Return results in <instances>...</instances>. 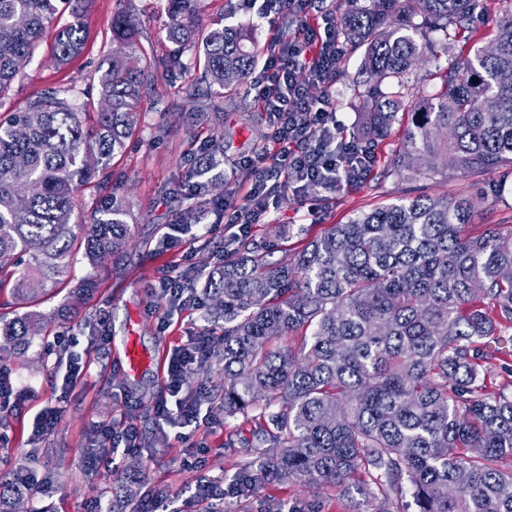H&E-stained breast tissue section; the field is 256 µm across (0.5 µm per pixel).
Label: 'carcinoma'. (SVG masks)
I'll return each instance as SVG.
<instances>
[{
	"mask_svg": "<svg viewBox=\"0 0 512 512\" xmlns=\"http://www.w3.org/2000/svg\"><path fill=\"white\" fill-rule=\"evenodd\" d=\"M166 36L204 58L197 91L245 93L259 50L232 26L202 33L200 0H165ZM479 0H339L347 54L367 75L358 91L362 140L376 147L404 125L403 149L383 173L429 178L512 165V11L495 51L435 63L448 40L469 41ZM55 0H0V99L32 60ZM134 14L112 17L92 123L47 88L0 113V291L25 312L0 319V362L24 358L43 330L47 287L63 288L74 256L121 255L131 229L123 199L103 196L74 230V189L109 178L138 131L137 107L159 77L136 40ZM85 42L79 20L60 26L64 64ZM435 64V91L411 95ZM209 184L180 212L199 220ZM483 198L417 196L362 210L307 243L290 262L245 237L200 288L206 320L223 321L209 355L221 371L209 403L250 425L232 499L282 483L355 491V512H512V224L471 223ZM97 290L87 277L55 316L76 318ZM283 336L293 344L278 345ZM22 477L0 479V512H20Z\"/></svg>",
	"mask_w": 512,
	"mask_h": 512,
	"instance_id": "obj_1",
	"label": "carcinoma"
}]
</instances>
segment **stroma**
Returning a JSON list of instances; mask_svg holds the SVG:
<instances>
[{"mask_svg": "<svg viewBox=\"0 0 512 512\" xmlns=\"http://www.w3.org/2000/svg\"><path fill=\"white\" fill-rule=\"evenodd\" d=\"M122 7L139 20L140 44L163 68L142 98L139 132L118 158L119 177L110 183L127 201L133 239L119 262L109 260L94 267L83 255L74 258L72 281L94 276L98 291L85 315L56 323L51 334L65 336L69 355L89 362L90 371L83 379L62 387L64 368L56 366L54 356L40 351L8 363L17 379V406L0 414V475L8 459L32 468L46 486L25 500L20 512H91L97 504H110L113 488L132 478L145 490L165 487L169 512H199L196 492L201 479L229 483L249 436L241 420L225 419L220 411L196 430L156 421L154 405L163 393L168 356L201 335L204 326L203 309L185 302L171 310L156 291L163 276H202L223 261L228 232L209 233L196 224L184 230L176 246L166 247L160 240L180 213L185 176L201 144L223 135L224 152L218 157L217 170L230 173L241 156H257L268 148L266 112L253 97L227 96L220 102L218 119L208 125L193 127L183 121V113L194 106L188 94L199 71L193 63L169 68L174 46L165 37L168 18L163 0H80L87 33L81 54L58 64L52 56L55 31L47 29L33 60L0 101V108L21 109L33 93L60 87L84 111H97L98 66L112 16ZM202 19L207 27L219 21L240 27L261 48L277 35L279 27L293 25L285 16L275 28L257 21L255 10L244 0H204ZM360 67L359 55H351L345 77L329 91L337 117L348 129L363 122L355 100ZM476 186L487 197L474 215V224L480 228L512 224V167L501 166L468 177L455 173L408 181L390 175L320 189L306 198L288 189L279 193L275 208L261 223L253 225L250 236L274 242V260L285 262L331 225L347 222L358 211L418 194L464 197ZM128 341L155 359L135 376L128 373L122 353ZM46 406L55 407L60 417L52 434L37 440L32 434L33 421ZM105 423L135 428L140 447L113 459L99 455L98 465L92 468L87 458L99 454L96 431ZM263 495L287 506L311 501L320 512H352L354 507L353 502L339 499L332 488L283 483L264 490Z\"/></svg>", "mask_w": 512, "mask_h": 512, "instance_id": "35a3bbf8", "label": "stroma"}]
</instances>
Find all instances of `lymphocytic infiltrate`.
Masks as SVG:
<instances>
[{
	"instance_id": "f902f5d3",
	"label": "lymphocytic infiltrate",
	"mask_w": 512,
	"mask_h": 512,
	"mask_svg": "<svg viewBox=\"0 0 512 512\" xmlns=\"http://www.w3.org/2000/svg\"><path fill=\"white\" fill-rule=\"evenodd\" d=\"M311 0H263L262 15L289 12L299 16L294 32L275 37L260 59L250 90L270 120L272 147L260 159L244 157L239 165L247 175L238 179L243 195L239 205L214 202V214L229 215L239 232H249L252 224L270 208L268 183L284 177L295 191L327 189L341 183L360 182L372 168L375 157L365 146L345 139L341 123L328 100H313L309 88L329 86L343 59L336 15L324 11L316 23L306 19ZM208 340L197 337L178 347L166 370L168 400L155 407L159 420L182 428L197 425L200 411L196 402L181 398L185 372L200 364Z\"/></svg>"
}]
</instances>
